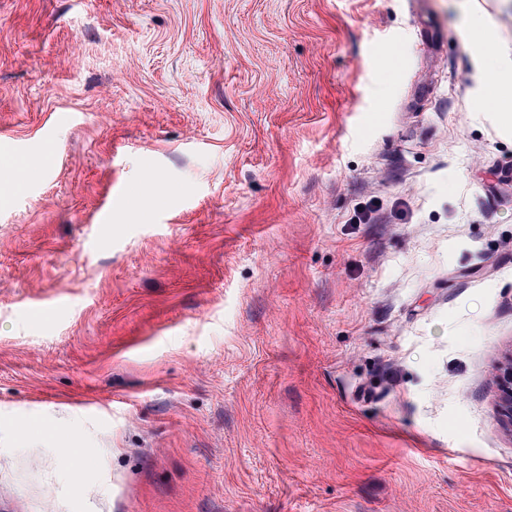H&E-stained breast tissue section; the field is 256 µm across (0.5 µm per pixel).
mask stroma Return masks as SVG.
<instances>
[{
  "instance_id": "35a3bbf8",
  "label": "stroma",
  "mask_w": 512,
  "mask_h": 512,
  "mask_svg": "<svg viewBox=\"0 0 512 512\" xmlns=\"http://www.w3.org/2000/svg\"><path fill=\"white\" fill-rule=\"evenodd\" d=\"M476 15L0 0V512H512Z\"/></svg>"
}]
</instances>
